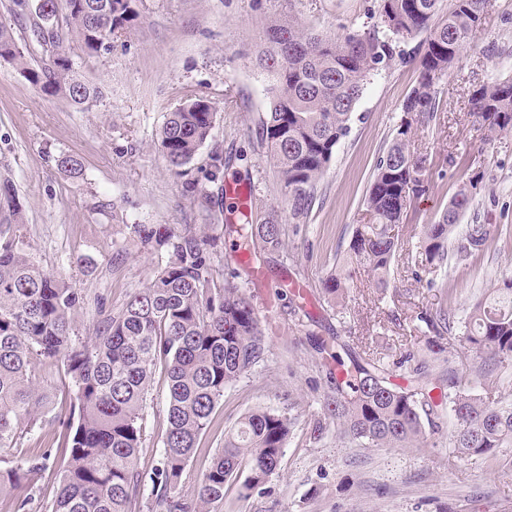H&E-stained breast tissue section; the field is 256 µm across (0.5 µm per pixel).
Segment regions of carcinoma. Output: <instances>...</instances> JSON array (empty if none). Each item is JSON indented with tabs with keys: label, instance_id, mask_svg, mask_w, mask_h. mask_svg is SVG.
Segmentation results:
<instances>
[{
	"label": "carcinoma",
	"instance_id": "carcinoma-1",
	"mask_svg": "<svg viewBox=\"0 0 512 512\" xmlns=\"http://www.w3.org/2000/svg\"><path fill=\"white\" fill-rule=\"evenodd\" d=\"M44 2L49 10L36 14L29 38L48 62L32 63L21 39L2 23L0 62L16 65L43 92L88 107L100 91L77 77L66 43L75 40L88 53L108 48L112 36L135 20L134 0ZM485 8L486 0H453L440 21V0H379L380 22L343 36L312 33L292 20L271 19L259 26L256 62L269 81L261 142L298 224L308 215L336 147L349 133L355 105L376 66L391 59L398 44L426 35L418 80L403 105L406 119L375 164L365 199L370 220L356 227L348 245L349 258L381 291L389 287L398 246L395 227L408 201L428 189L425 162L407 150L412 124L434 118L439 86L468 35L482 25ZM471 106L485 139L512 130V78L476 85ZM215 121V108L201 97L167 113L160 147L175 173L211 138ZM57 166L73 178L82 172L70 155L59 157ZM208 166L211 179H221L223 151L213 149ZM468 203L462 189L437 221L423 226L416 256L422 268L432 273L484 249L488 224H468L464 235L456 237ZM24 223V208L11 181L1 179L0 449L19 447L25 437L22 425L32 426L41 418L46 397L35 379L36 364L57 362L75 391L61 422L66 464L51 512H131L145 490V476L138 469L143 411L160 365L169 387L167 429L160 467L150 477L149 512H192V505L174 490L197 440L210 425L224 388L264 361L268 351L251 299L235 283L237 273L216 286V239L190 227L177 232L141 224L144 243L167 248V261L118 313L99 310L100 324L89 344L74 336L70 317L84 296L31 259L19 233ZM238 235L250 261L283 247L281 224L272 214L261 220L250 217ZM322 294L329 302L343 300L342 273L323 281ZM420 321L428 330L420 340L422 351L394 361L357 336L342 361L332 340L314 329L317 321L307 312L298 317L300 332L329 373L324 419L365 448H423L447 419L460 457L498 462L497 449L512 447V403L462 389L451 366L448 385H438L440 393L432 396L426 354L445 352L459 332L468 349L500 364L512 363V277L477 300L462 321L445 300L435 311L420 314ZM399 369L404 370V384L395 382ZM293 424L292 415L268 407L245 414L200 478L197 504L206 507L222 499L225 484L238 479L244 464L248 475L243 487L263 485L277 468ZM46 457L47 452L32 448L19 464L0 468V496H12L23 508L45 470Z\"/></svg>",
	"mask_w": 512,
	"mask_h": 512
}]
</instances>
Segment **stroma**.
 <instances>
[{
    "mask_svg": "<svg viewBox=\"0 0 512 512\" xmlns=\"http://www.w3.org/2000/svg\"><path fill=\"white\" fill-rule=\"evenodd\" d=\"M377 0H135L137 17L114 35L107 50L87 54L68 47L82 79L96 83L101 98L80 110L45 94L12 65L0 63V176L14 184L25 208L20 228L40 268L78 288L84 304L73 313L74 333L94 337L100 309L120 311L165 262V249L144 245L137 227L192 226L218 240L215 281H223L225 258L238 239L229 226L220 183L206 165L212 148L224 153V179H250L258 213L277 210L284 246L247 268L237 281L252 296L268 337L259 365L224 390L212 422L198 440L177 494L193 502L199 478L224 446V434L257 407L292 411L294 426L276 470L261 487L244 492L224 487L209 512H512V470H494L480 459H459L449 431L425 448H365L327 426L314 436L328 392L325 371L288 314L291 282L306 286V308L321 322L323 336L374 337L375 349L397 356L419 346L423 309L447 300L458 313L512 273V131L483 139L469 98L475 85L512 77V0H487L482 26L467 39L437 95L436 117L415 124L409 149L429 172L426 193L408 203L399 224V248L390 286L373 288L353 270L346 298L334 307L322 282L344 256L358 225L367 223L364 200L375 163L403 116L402 107L419 75L418 40L379 64L357 103L351 130L336 148L317 186L304 223H293L276 169L259 137L268 107V79L253 51L258 27L291 17L319 33L339 35L372 26ZM203 97L216 110L212 136L189 164L188 177L168 166L158 149L168 112L185 99ZM77 157L78 178L58 170L59 156ZM469 205L462 224L489 225L482 252L430 274L413 258L423 225L438 219L459 189ZM482 358L456 343L448 360L432 363L434 376L455 367L465 386L512 402V364L480 377ZM48 396L41 419L21 447L0 453V467L15 465L25 449L48 450L46 468L26 512H50L64 466L56 414L74 388L60 364L36 369ZM168 383L155 372L143 414L139 469L159 466L167 428Z\"/></svg>",
    "mask_w": 512,
    "mask_h": 512,
    "instance_id": "obj_1",
    "label": "stroma"
}]
</instances>
